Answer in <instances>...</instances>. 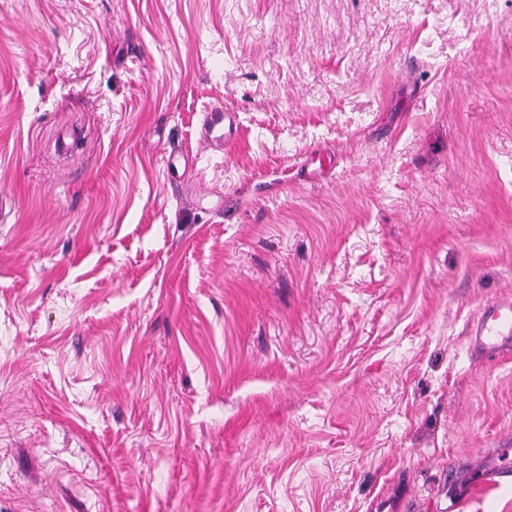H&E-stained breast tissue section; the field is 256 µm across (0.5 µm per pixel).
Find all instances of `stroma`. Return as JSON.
Instances as JSON below:
<instances>
[{
    "mask_svg": "<svg viewBox=\"0 0 512 512\" xmlns=\"http://www.w3.org/2000/svg\"><path fill=\"white\" fill-rule=\"evenodd\" d=\"M0 198V512H512V0H0ZM238 133V120L233 112L224 111L222 105H214L203 112L199 124V141L212 153H223L224 144L232 142ZM474 336L489 353L502 346L497 342L500 336L512 339V299L484 305L475 323Z\"/></svg>",
    "mask_w": 512,
    "mask_h": 512,
    "instance_id": "35a3bbf8",
    "label": "stroma"
}]
</instances>
